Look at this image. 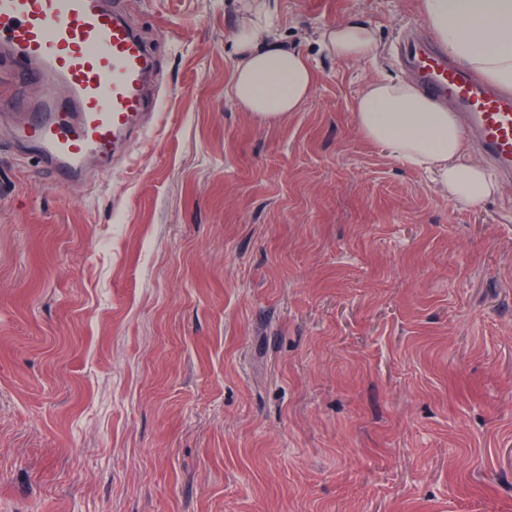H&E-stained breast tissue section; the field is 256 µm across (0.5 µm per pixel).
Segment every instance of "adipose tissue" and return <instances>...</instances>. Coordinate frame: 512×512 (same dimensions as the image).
Here are the masks:
<instances>
[{"label": "adipose tissue", "mask_w": 512, "mask_h": 512, "mask_svg": "<svg viewBox=\"0 0 512 512\" xmlns=\"http://www.w3.org/2000/svg\"><path fill=\"white\" fill-rule=\"evenodd\" d=\"M420 12L448 55L487 81L512 88V0H420ZM323 44L340 60H363L377 51L373 31L348 21L326 30ZM238 59L227 95L243 111L274 121L299 111L314 74L305 56L275 34L270 9L236 34ZM359 130L403 164L430 173L451 203L475 206L499 185L482 167L465 162L458 117L415 84L376 78L355 106Z\"/></svg>", "instance_id": "adipose-tissue-1"}]
</instances>
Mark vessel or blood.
I'll return each mask as SVG.
<instances>
[{
	"label": "vessel or blood",
	"mask_w": 512,
	"mask_h": 512,
	"mask_svg": "<svg viewBox=\"0 0 512 512\" xmlns=\"http://www.w3.org/2000/svg\"><path fill=\"white\" fill-rule=\"evenodd\" d=\"M0 54L18 80L0 88V105L23 102L26 83L39 82L45 105L20 128L55 185L83 180L90 167L109 169L146 128L158 99L150 89V46L105 0H0ZM407 70L430 96L463 113L467 130L500 174L512 179V95L450 62L435 46L411 39Z\"/></svg>",
	"instance_id": "1"
}]
</instances>
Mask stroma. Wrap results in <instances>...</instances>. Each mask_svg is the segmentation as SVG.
<instances>
[{
    "label": "stroma",
    "mask_w": 512,
    "mask_h": 512,
    "mask_svg": "<svg viewBox=\"0 0 512 512\" xmlns=\"http://www.w3.org/2000/svg\"><path fill=\"white\" fill-rule=\"evenodd\" d=\"M269 2L280 120L226 94L240 0H117L160 108L110 170L0 119V512H512V182L452 204L358 130L418 0ZM323 44L327 51L340 60H363L377 51L373 31L367 25L348 21L326 30Z\"/></svg>",
    "instance_id": "stroma-1"
}]
</instances>
